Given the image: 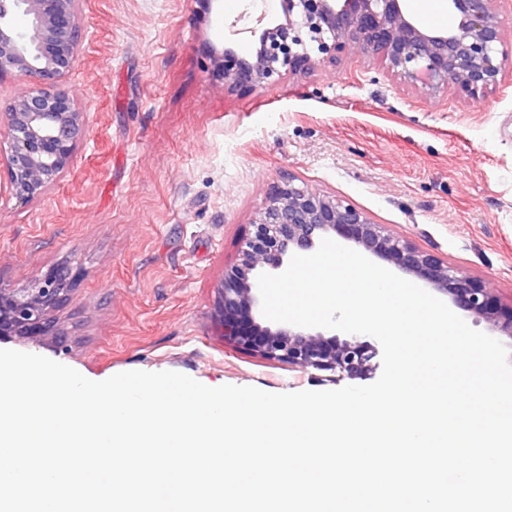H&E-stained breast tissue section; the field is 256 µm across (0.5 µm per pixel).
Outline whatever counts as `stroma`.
I'll return each instance as SVG.
<instances>
[{"label": "stroma", "instance_id": "stroma-1", "mask_svg": "<svg viewBox=\"0 0 512 512\" xmlns=\"http://www.w3.org/2000/svg\"><path fill=\"white\" fill-rule=\"evenodd\" d=\"M66 83L87 122L39 199L0 180V286L77 275L61 343L26 345L84 377L176 371L209 386L324 390L314 372L225 342L217 287L282 176L345 199L512 302V72L472 101L353 53L237 96L203 41L248 54L279 0H82Z\"/></svg>", "mask_w": 512, "mask_h": 512}]
</instances>
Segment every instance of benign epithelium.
I'll use <instances>...</instances> for the list:
<instances>
[{
	"label": "benign epithelium",
	"instance_id": "benign-epithelium-1",
	"mask_svg": "<svg viewBox=\"0 0 512 512\" xmlns=\"http://www.w3.org/2000/svg\"><path fill=\"white\" fill-rule=\"evenodd\" d=\"M80 2L0 0V79L15 74L37 82L13 100L0 131L9 144L0 169L19 201L38 199L57 183L86 136L75 92L64 82L83 40ZM447 2L455 25L436 30L412 17L407 0H281L282 17L261 28L250 56L211 44L202 52L207 68L238 95L318 65L335 66L357 50L410 82L425 77L428 96L451 92L475 100L500 85L512 65V41L505 38L500 0ZM19 15L27 19L23 32L14 24ZM251 226L237 264L217 289V309L224 336L265 359L325 372L323 381L332 383L376 370L377 350L356 334L341 339L255 320L247 333L238 326L240 313L261 305L257 277L284 271L293 255L314 253L324 238L352 244L422 281L492 334L512 340V304H502L482 281L388 232L350 202L296 184L291 175L273 186ZM75 279L61 266L26 288L0 287V339L58 342L63 331L56 312L71 300Z\"/></svg>",
	"mask_w": 512,
	"mask_h": 512
}]
</instances>
